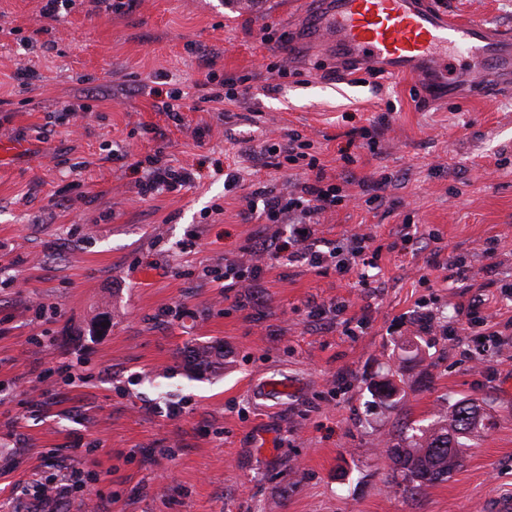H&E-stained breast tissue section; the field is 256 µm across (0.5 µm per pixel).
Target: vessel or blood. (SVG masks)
Wrapping results in <instances>:
<instances>
[{
  "label": "vessel or blood",
  "instance_id": "1",
  "mask_svg": "<svg viewBox=\"0 0 512 512\" xmlns=\"http://www.w3.org/2000/svg\"><path fill=\"white\" fill-rule=\"evenodd\" d=\"M314 36L343 45L349 56L378 62L398 77L420 69H445L459 46L489 52L495 42L512 44V32L489 30L477 20L459 21L427 0H325Z\"/></svg>",
  "mask_w": 512,
  "mask_h": 512
}]
</instances>
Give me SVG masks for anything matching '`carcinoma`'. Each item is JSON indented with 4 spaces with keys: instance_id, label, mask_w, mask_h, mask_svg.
Segmentation results:
<instances>
[{
    "instance_id": "cac0c4a2",
    "label": "carcinoma",
    "mask_w": 512,
    "mask_h": 512,
    "mask_svg": "<svg viewBox=\"0 0 512 512\" xmlns=\"http://www.w3.org/2000/svg\"><path fill=\"white\" fill-rule=\"evenodd\" d=\"M487 427V418L478 406L467 401L448 405V411L427 426L411 428L403 448H386L412 489L443 481L462 464L463 449L468 442L481 436Z\"/></svg>"
}]
</instances>
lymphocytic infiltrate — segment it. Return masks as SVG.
<instances>
[{
    "instance_id": "obj_1",
    "label": "lymphocytic infiltrate",
    "mask_w": 512,
    "mask_h": 512,
    "mask_svg": "<svg viewBox=\"0 0 512 512\" xmlns=\"http://www.w3.org/2000/svg\"><path fill=\"white\" fill-rule=\"evenodd\" d=\"M309 142L303 141L298 133L288 135L287 148L268 143L262 148L265 158L276 160L286 158L288 162L306 161L315 178L276 189L262 186L252 191L248 205L249 214L266 218L269 223H287V236L273 234L262 239L253 247V264L247 265L232 260L224 266V279L231 285L243 281H255L263 271L265 258L287 254L290 261L301 262L309 268L321 272L328 266H335L338 272L346 273L358 266L374 267L375 260L369 255L374 236L355 234L349 247L335 242L322 241L317 235L316 218L319 214L335 209L345 197L339 185L327 181L317 157L307 156Z\"/></svg>"
}]
</instances>
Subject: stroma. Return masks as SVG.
<instances>
[{
	"mask_svg": "<svg viewBox=\"0 0 512 512\" xmlns=\"http://www.w3.org/2000/svg\"><path fill=\"white\" fill-rule=\"evenodd\" d=\"M444 2L512 30V0ZM43 5L0 0V140L25 146L0 160V512H481L512 494V334L477 352L465 332L479 296L496 330L512 319V87L475 94L464 53L445 77L338 82L346 54L307 38L316 0ZM204 54L237 84L220 112L200 100ZM174 88L177 121L156 109ZM355 127L377 128V150L349 143ZM291 131L347 194L391 175L381 207L318 217L325 239L376 236L371 287L284 256L225 287V261L276 230L245 220L250 193L308 177L261 156ZM155 155L193 183L140 195ZM203 344L217 355L198 368ZM389 372L390 407L369 392ZM263 379L288 394L259 399ZM461 399L490 428L411 490L386 449ZM47 481L69 495L38 499Z\"/></svg>",
	"mask_w": 512,
	"mask_h": 512,
	"instance_id": "35a3bbf8",
	"label": "stroma"
}]
</instances>
